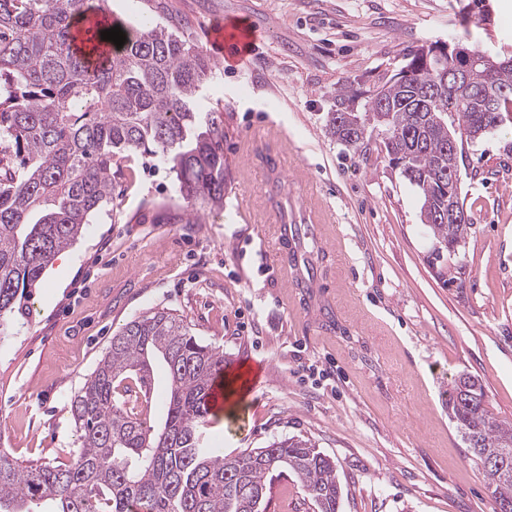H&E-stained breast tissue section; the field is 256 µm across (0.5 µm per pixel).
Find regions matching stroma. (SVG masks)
I'll return each instance as SVG.
<instances>
[{
	"label": "stroma",
	"instance_id": "1",
	"mask_svg": "<svg viewBox=\"0 0 512 512\" xmlns=\"http://www.w3.org/2000/svg\"><path fill=\"white\" fill-rule=\"evenodd\" d=\"M115 18L164 25L201 46L214 24L254 31L247 66L214 64L196 111L224 112V206L187 221L175 176L135 154L112 169V193L59 252L0 341V448L19 464L68 461L70 400L115 332L167 308L226 373L262 364L250 392L212 428L225 453L301 436L336 462L340 512H494L448 418V389L478 376L490 410L512 423V120L459 149L470 229L459 256L431 264L421 198L378 133L355 149L326 116L340 87L354 111L408 54L462 41L512 55V0H110ZM286 145L297 171L288 212L320 289L286 288L269 228L246 206L269 152L243 162L251 129ZM321 189L329 221L297 197ZM267 512H313L299 479L273 475Z\"/></svg>",
	"mask_w": 512,
	"mask_h": 512
}]
</instances>
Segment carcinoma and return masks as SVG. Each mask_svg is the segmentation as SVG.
Instances as JSON below:
<instances>
[{
    "label": "carcinoma",
    "instance_id": "obj_1",
    "mask_svg": "<svg viewBox=\"0 0 512 512\" xmlns=\"http://www.w3.org/2000/svg\"><path fill=\"white\" fill-rule=\"evenodd\" d=\"M108 0H0V338L22 313L27 290L81 235L112 192V165L138 152L161 154L176 174V193L189 220L224 204V116L192 111L212 63L197 44L166 26L138 30L109 20ZM104 25H83L89 13ZM119 27L123 47L86 56L83 41ZM454 59L438 63L422 50L368 96L365 112L350 109L343 86L327 113V133L342 144L364 143L367 116L389 162L423 197L424 224L439 244L436 258L454 255L467 225L444 217L448 137L474 141L512 112V66L479 64L442 107L426 91L441 83ZM167 379L165 416L153 420L152 376ZM224 352L201 343L186 320L157 309L113 334L95 371L71 400L78 448L64 463L22 470L0 453V512H251L267 510L266 477L290 471L314 512H339L342 490L335 461L309 439L288 437L264 448L226 455L210 436V383ZM448 417L462 433L495 502L512 512V474L489 459L512 449V424L491 412L481 379L463 373L448 389Z\"/></svg>",
    "mask_w": 512,
    "mask_h": 512
}]
</instances>
